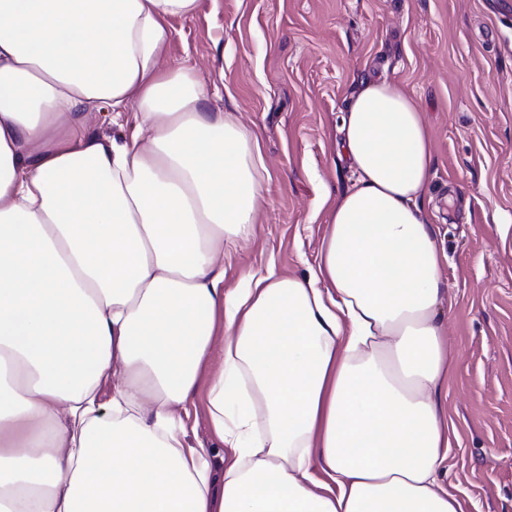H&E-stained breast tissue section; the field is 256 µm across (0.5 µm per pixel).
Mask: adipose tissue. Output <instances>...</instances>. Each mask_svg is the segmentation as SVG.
<instances>
[{"label":"adipose tissue","instance_id":"adipose-tissue-1","mask_svg":"<svg viewBox=\"0 0 512 512\" xmlns=\"http://www.w3.org/2000/svg\"><path fill=\"white\" fill-rule=\"evenodd\" d=\"M196 6L0 0V512H464L420 107L361 81L315 269L225 289L270 172L164 64ZM103 104L131 134L91 132ZM200 405L218 470L186 440Z\"/></svg>","mask_w":512,"mask_h":512}]
</instances>
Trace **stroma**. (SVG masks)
<instances>
[{"label":"stroma","mask_w":512,"mask_h":512,"mask_svg":"<svg viewBox=\"0 0 512 512\" xmlns=\"http://www.w3.org/2000/svg\"><path fill=\"white\" fill-rule=\"evenodd\" d=\"M169 26L168 65L259 133L272 174L254 235L224 246L225 287L315 266L356 179L336 141L360 81L398 84L425 112L432 191L449 198L436 223L448 488L465 512H512V0H198Z\"/></svg>","instance_id":"1"}]
</instances>
